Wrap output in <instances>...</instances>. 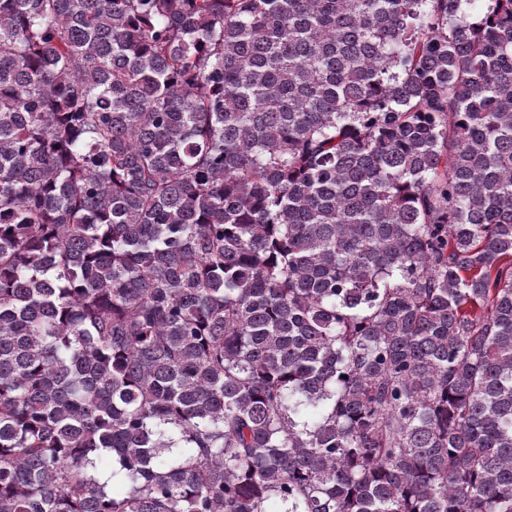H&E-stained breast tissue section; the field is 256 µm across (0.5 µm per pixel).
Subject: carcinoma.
<instances>
[{
	"instance_id": "carcinoma-1",
	"label": "carcinoma",
	"mask_w": 512,
	"mask_h": 512,
	"mask_svg": "<svg viewBox=\"0 0 512 512\" xmlns=\"http://www.w3.org/2000/svg\"><path fill=\"white\" fill-rule=\"evenodd\" d=\"M512 512V0H0V512Z\"/></svg>"
}]
</instances>
